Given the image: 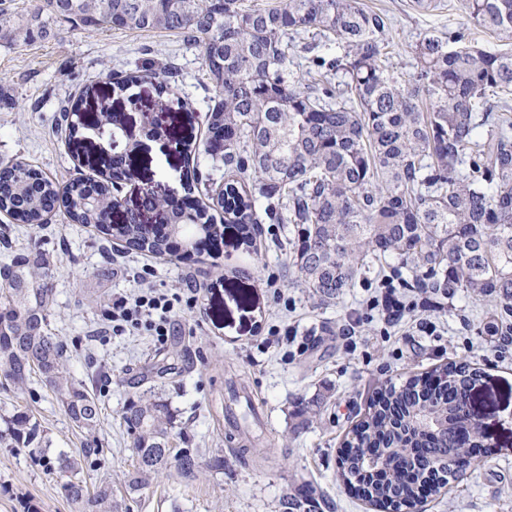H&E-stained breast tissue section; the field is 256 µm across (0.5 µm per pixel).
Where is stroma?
<instances>
[{"mask_svg": "<svg viewBox=\"0 0 512 512\" xmlns=\"http://www.w3.org/2000/svg\"><path fill=\"white\" fill-rule=\"evenodd\" d=\"M392 22L390 60L413 70L412 46L420 34L445 32L465 22L461 0H359ZM178 73L170 84L181 100L205 115L213 91L199 47L165 31L83 30L56 24L48 38L26 42L0 38V161L33 165L60 185L77 175L97 177V166L74 157L68 138L77 119L65 104L87 84L127 108L129 96L143 104L156 97L154 82L117 91L113 83L141 68ZM113 80L100 81L101 70ZM170 138L150 141L128 160L140 182L182 190L185 154L175 147L186 134L180 112L170 107ZM192 261L155 258L108 242L103 234L69 221L63 213L47 224H19L0 214V268L39 254L54 290L48 328L67 346V367L98 397L102 413L94 432L97 451L85 454L84 432L63 413L53 393L32 376L24 390L0 386V419L32 412L50 440V454L76 458L87 487L112 480L124 512H284L290 491L312 482L321 490L317 512H373L351 495L339 476L340 451L363 415L375 388L399 382L451 361H468L482 373L472 402L483 440L495 454L451 482L447 493L428 498L427 512H512V353L498 349L485 323V302L444 295L436 311H414L401 326L387 328L366 302L380 285L367 276L335 304H324L297 283L289 262L293 234L286 224L258 225L246 243L236 225ZM149 265L146 280L131 274ZM202 286L196 304L176 317L166 344L151 337L95 335L113 296L138 287L176 289L186 276ZM277 279L281 297L264 288ZM356 320L347 332V320ZM430 321L432 332L421 329ZM293 327V342L267 349L266 331ZM248 388L262 424L258 442L225 423L223 404L235 386ZM155 387L174 415L172 446L196 453L198 469L183 479L167 467L152 485L126 495L123 478L133 464L122 420L129 398ZM319 399L313 422L295 434L299 404ZM0 512H75L57 476L40 455L0 441Z\"/></svg>", "mask_w": 512, "mask_h": 512, "instance_id": "obj_1", "label": "stroma"}]
</instances>
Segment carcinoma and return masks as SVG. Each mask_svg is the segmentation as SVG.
Here are the masks:
<instances>
[{
  "mask_svg": "<svg viewBox=\"0 0 512 512\" xmlns=\"http://www.w3.org/2000/svg\"><path fill=\"white\" fill-rule=\"evenodd\" d=\"M24 23L0 10V35L46 38L52 26L85 30H165L201 47L214 95L206 113L205 151L256 183L224 186V223L246 242L254 225H293L290 262L300 285L330 303L366 272L402 288L461 293L490 306L492 336L512 330V51L472 44V29L512 39V0H463L467 24L425 33L412 46L414 71L390 62L391 19L358 0H280L270 9L242 0H45ZM303 32L324 80L304 91L288 69V49ZM496 94L490 103L489 93ZM114 183L77 179L65 187L21 162L0 166V211L19 224H46L65 208L126 250L188 258L220 236L212 207L201 199L166 202L172 223L150 229L132 218L104 223ZM54 301L46 273L14 262L0 287V378L23 388L41 377L69 419L86 431V450L100 414L98 399L70 375L66 349L47 329ZM450 380L410 375L379 388L347 435L384 468L367 472L360 454L343 458L351 491L384 512L438 495L459 475L448 461L484 446L466 412L470 362L452 361ZM122 418L134 469L127 492L148 488L175 459L180 474L197 461L173 452V415L162 394L130 399ZM6 431L18 448L41 453L50 441L33 414L17 410ZM76 512H120L112 480L90 490L75 461H47ZM315 490L288 495L284 512H311Z\"/></svg>",
  "mask_w": 512,
  "mask_h": 512,
  "instance_id": "1",
  "label": "carcinoma"
}]
</instances>
